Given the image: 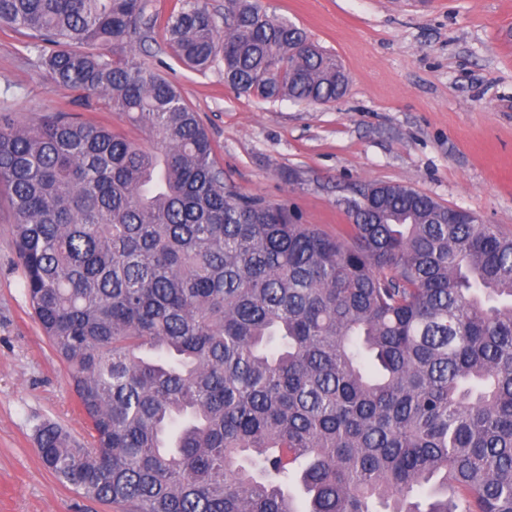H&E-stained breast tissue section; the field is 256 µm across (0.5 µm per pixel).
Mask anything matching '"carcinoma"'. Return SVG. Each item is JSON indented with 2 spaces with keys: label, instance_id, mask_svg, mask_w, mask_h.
I'll return each instance as SVG.
<instances>
[{
  "label": "carcinoma",
  "instance_id": "1",
  "mask_svg": "<svg viewBox=\"0 0 512 512\" xmlns=\"http://www.w3.org/2000/svg\"><path fill=\"white\" fill-rule=\"evenodd\" d=\"M165 26L261 101L328 104L336 60L261 0ZM59 85L147 130L0 120V192L30 307L90 424L44 465L118 512H512V235L401 184L332 236L245 197L197 113L135 48L146 0H0ZM438 479L427 503L417 493Z\"/></svg>",
  "mask_w": 512,
  "mask_h": 512
}]
</instances>
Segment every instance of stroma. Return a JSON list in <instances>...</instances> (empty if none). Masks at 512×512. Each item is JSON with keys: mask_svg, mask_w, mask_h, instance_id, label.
<instances>
[{"mask_svg": "<svg viewBox=\"0 0 512 512\" xmlns=\"http://www.w3.org/2000/svg\"><path fill=\"white\" fill-rule=\"evenodd\" d=\"M263 3L342 64V98L264 102L225 85L222 62L187 69L164 37L183 0H147L154 26L136 50L198 113L227 185L330 235L348 222L339 201L369 183L411 186L512 231V0ZM50 112L86 116L90 104L0 28V117L24 124ZM8 212L0 196V512H112L79 500L39 457L38 424L81 439L88 422L28 304Z\"/></svg>", "mask_w": 512, "mask_h": 512, "instance_id": "1", "label": "stroma"}]
</instances>
